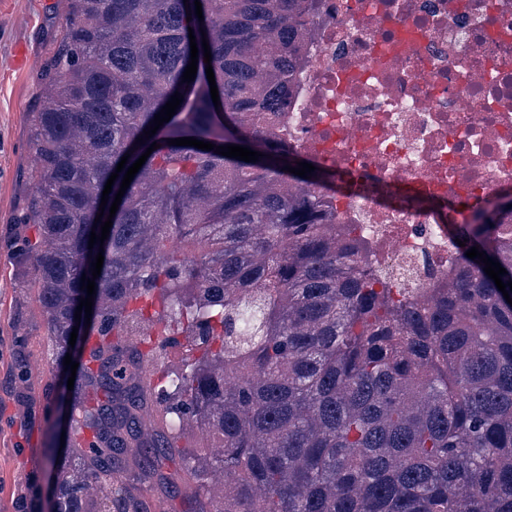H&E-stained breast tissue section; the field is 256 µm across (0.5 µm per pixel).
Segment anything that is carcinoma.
<instances>
[{"mask_svg":"<svg viewBox=\"0 0 512 512\" xmlns=\"http://www.w3.org/2000/svg\"><path fill=\"white\" fill-rule=\"evenodd\" d=\"M67 2L31 118L36 191L7 243L60 357L104 249L66 453L45 456L51 512H150L142 490L175 484L162 467L176 458L194 512H512V305L466 256L479 246L512 281L507 244H493L507 203L464 216L465 271L413 295L368 263L355 230L333 233L318 172H288L259 122L295 78L315 0H200L202 21L194 0ZM176 92L175 115L145 138ZM182 137L262 157L168 144ZM154 142L88 248L111 173ZM173 237L199 248L170 252ZM155 336L184 337L185 356L146 378ZM193 425L219 455L183 454ZM117 453L137 486L115 487Z\"/></svg>","mask_w":512,"mask_h":512,"instance_id":"cac0c4a2","label":"carcinoma"}]
</instances>
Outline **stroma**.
Listing matches in <instances>:
<instances>
[{"mask_svg":"<svg viewBox=\"0 0 512 512\" xmlns=\"http://www.w3.org/2000/svg\"><path fill=\"white\" fill-rule=\"evenodd\" d=\"M66 13L65 0H0V512H48L55 477L42 459L60 445V405L71 396L47 321L4 245L35 193L29 115Z\"/></svg>","mask_w":512,"mask_h":512,"instance_id":"1","label":"stroma"}]
</instances>
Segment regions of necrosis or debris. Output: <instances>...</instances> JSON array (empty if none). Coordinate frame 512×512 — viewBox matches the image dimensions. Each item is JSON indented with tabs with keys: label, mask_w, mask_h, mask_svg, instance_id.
<instances>
[{
	"label": "necrosis or debris",
	"mask_w": 512,
	"mask_h": 512,
	"mask_svg": "<svg viewBox=\"0 0 512 512\" xmlns=\"http://www.w3.org/2000/svg\"><path fill=\"white\" fill-rule=\"evenodd\" d=\"M266 126L342 189L333 223L364 228L370 261L403 288L462 270L438 206L512 185V0H315L290 88Z\"/></svg>",
	"instance_id": "obj_1"
}]
</instances>
